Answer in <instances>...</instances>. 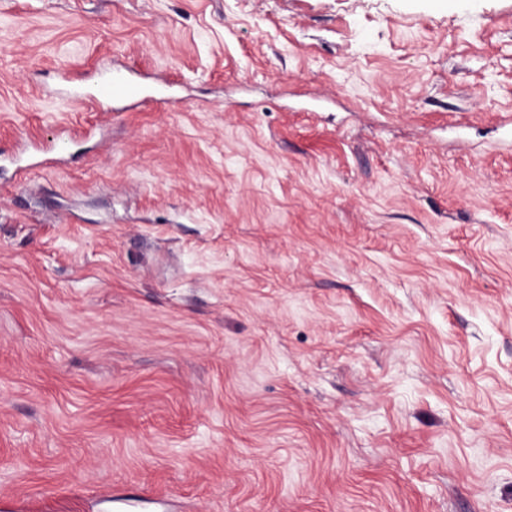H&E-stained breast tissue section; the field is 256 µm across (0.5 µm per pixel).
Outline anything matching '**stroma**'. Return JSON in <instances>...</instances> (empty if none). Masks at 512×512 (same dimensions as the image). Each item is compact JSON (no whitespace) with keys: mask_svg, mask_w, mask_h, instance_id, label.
I'll return each mask as SVG.
<instances>
[{"mask_svg":"<svg viewBox=\"0 0 512 512\" xmlns=\"http://www.w3.org/2000/svg\"><path fill=\"white\" fill-rule=\"evenodd\" d=\"M133 66L175 105L57 95ZM0 494L512 512V0H0Z\"/></svg>","mask_w":512,"mask_h":512,"instance_id":"obj_1","label":"stroma"}]
</instances>
